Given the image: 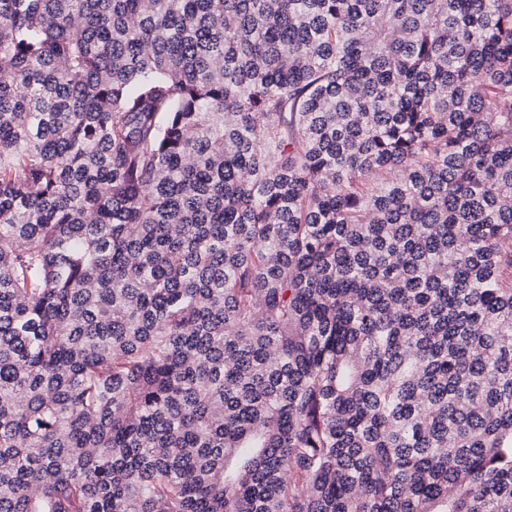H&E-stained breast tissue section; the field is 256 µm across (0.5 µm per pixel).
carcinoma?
Returning a JSON list of instances; mask_svg holds the SVG:
<instances>
[{
    "label": "carcinoma",
    "mask_w": 512,
    "mask_h": 512,
    "mask_svg": "<svg viewBox=\"0 0 512 512\" xmlns=\"http://www.w3.org/2000/svg\"><path fill=\"white\" fill-rule=\"evenodd\" d=\"M0 512H512V0H0Z\"/></svg>",
    "instance_id": "carcinoma-1"
}]
</instances>
